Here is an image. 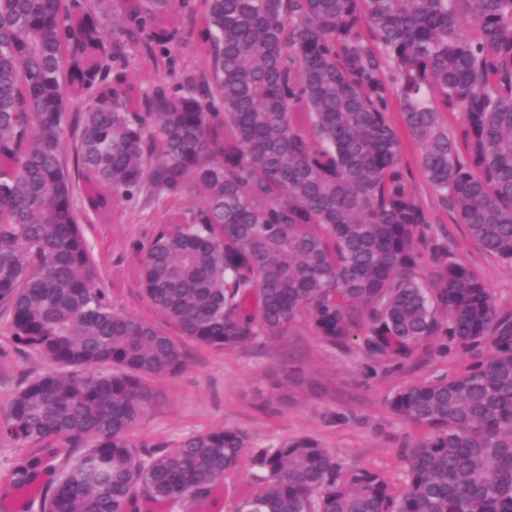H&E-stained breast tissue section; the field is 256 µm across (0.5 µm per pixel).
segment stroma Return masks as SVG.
I'll return each instance as SVG.
<instances>
[{"label": "stroma", "instance_id": "35a3bbf8", "mask_svg": "<svg viewBox=\"0 0 512 512\" xmlns=\"http://www.w3.org/2000/svg\"><path fill=\"white\" fill-rule=\"evenodd\" d=\"M175 16L181 34L170 45L161 74L174 87L183 74L201 67L193 18L181 8ZM406 161L421 205L439 217L429 227L430 236L447 246L448 260L466 263L482 276L498 306L512 309V266L485 255L465 226L442 212L423 181L415 151H408ZM79 217L97 264L99 285L111 288L113 271L126 259L122 241L145 236L150 226L134 202L119 203L104 216L83 209ZM489 346L486 339L465 347L438 336L407 364L384 367L355 348L328 347L301 326L273 344L258 342L226 352L191 345L186 369L178 377L159 381L160 400L132 434L150 444L226 425L244 430L260 446L310 435L322 442L342 470L368 468L398 486L404 480L400 445L408 427L387 409L393 391L407 382L462 371ZM51 368L40 354L19 355L0 335V413L7 410L24 374Z\"/></svg>", "mask_w": 512, "mask_h": 512}]
</instances>
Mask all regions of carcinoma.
Segmentation results:
<instances>
[{
  "instance_id": "1",
  "label": "carcinoma",
  "mask_w": 512,
  "mask_h": 512,
  "mask_svg": "<svg viewBox=\"0 0 512 512\" xmlns=\"http://www.w3.org/2000/svg\"><path fill=\"white\" fill-rule=\"evenodd\" d=\"M172 7L118 6L148 77L176 39ZM195 22L207 69L144 95L122 70L100 88L98 12L0 0V328L58 367L0 414L14 445L0 500L205 512L248 462L254 490L234 512H512V311L471 267L440 261L405 162L409 145L455 223L512 265V0H200ZM74 172L92 212L135 201L156 215L117 283L136 281L161 322L97 287ZM297 326L380 365L434 336L493 345L388 400L412 428L399 488L341 476L308 435L133 438L186 345L274 343Z\"/></svg>"
}]
</instances>
